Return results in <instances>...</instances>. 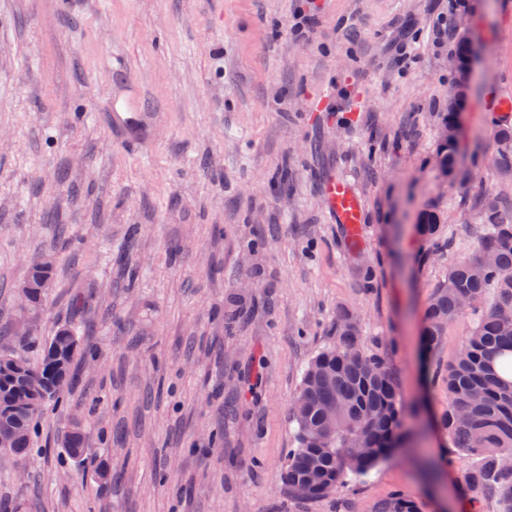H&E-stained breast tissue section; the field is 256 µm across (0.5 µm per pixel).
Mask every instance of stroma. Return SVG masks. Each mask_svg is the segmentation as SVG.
<instances>
[{"label":"stroma","instance_id":"1","mask_svg":"<svg viewBox=\"0 0 512 512\" xmlns=\"http://www.w3.org/2000/svg\"><path fill=\"white\" fill-rule=\"evenodd\" d=\"M461 15L480 55L448 175L438 30ZM509 91L512 0H0V348L31 328L19 287L43 254L32 328L99 351L28 455L0 454V512H374L395 491L420 512H500L457 491L465 457L425 471L401 452L304 502L282 472L303 370L346 318L387 356L418 446L451 451L438 369L476 317L427 356L424 310L474 252L482 200L512 207L494 164ZM330 174L362 205L359 245L325 207ZM428 210L452 250L420 234ZM76 425L81 462L62 445ZM48 258H42L38 260L31 268L28 279L21 288L27 286H34L36 288H31V299H30V310L33 315L36 317L39 316L40 312L44 309V301L47 295V290L49 287V281L51 278L53 263L50 265L47 264Z\"/></svg>","mask_w":512,"mask_h":512}]
</instances>
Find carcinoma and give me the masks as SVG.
Segmentation results:
<instances>
[{"label":"carcinoma","instance_id":"1","mask_svg":"<svg viewBox=\"0 0 512 512\" xmlns=\"http://www.w3.org/2000/svg\"><path fill=\"white\" fill-rule=\"evenodd\" d=\"M497 168L512 173V128L495 133ZM456 142L439 144L440 167L455 163ZM483 235L477 253L448 262L445 278L429 299L423 333L425 349L433 351L460 316L462 300L474 308L494 289L493 303L482 312L455 359L448 363V410L441 416L456 454L474 456L463 482L472 493L498 498L501 512H512V212L494 200L484 202ZM53 265L47 259L31 268L24 286L32 287L30 310L44 309ZM38 351L33 363L27 350ZM82 350L74 330L63 325L49 339L30 334L18 348L0 351V432L15 441L7 449L19 460L31 445L35 420L50 405L62 402L55 387L57 364L73 368ZM336 410V429L323 425L324 412ZM402 402L393 373L384 357L365 352L355 324L345 320L336 328V341L308 363L292 406L296 447L288 451L282 479L296 501L326 497L348 478L367 473L377 463L414 447L412 433L400 432ZM69 457L82 460L85 436L79 427L68 432ZM376 512H418L413 500L394 493Z\"/></svg>","mask_w":512,"mask_h":512}]
</instances>
